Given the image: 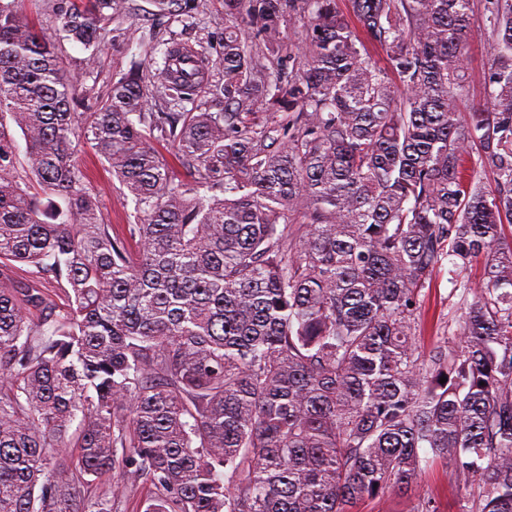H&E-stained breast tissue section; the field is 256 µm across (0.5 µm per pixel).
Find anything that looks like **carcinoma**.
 Here are the masks:
<instances>
[{
	"mask_svg": "<svg viewBox=\"0 0 512 512\" xmlns=\"http://www.w3.org/2000/svg\"><path fill=\"white\" fill-rule=\"evenodd\" d=\"M18 2L0 267L35 279H0V512H349L436 459L477 483L463 512H512V0H221L215 52L168 42L163 94L135 62L95 107ZM124 11L61 0L59 35L97 50ZM477 16L494 63L462 114ZM81 141L133 204L122 234ZM445 267L463 313L426 353ZM419 300L416 343L421 350L428 352L446 333L448 320L450 324L451 319L458 318L462 311L448 282L447 268L433 277L430 285L422 290Z\"/></svg>",
	"mask_w": 512,
	"mask_h": 512,
	"instance_id": "1",
	"label": "carcinoma"
}]
</instances>
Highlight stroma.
Here are the masks:
<instances>
[{"label":"stroma","instance_id":"1","mask_svg":"<svg viewBox=\"0 0 512 512\" xmlns=\"http://www.w3.org/2000/svg\"><path fill=\"white\" fill-rule=\"evenodd\" d=\"M223 34L224 14L220 0H202L194 18L186 22H172L157 16L152 0H127L125 17L108 23L105 28L104 46L94 69L83 70L85 52L81 46L71 43L63 46V65L78 74L80 94L95 100L106 96L113 74L127 70L132 61H140L149 73H156L161 61L149 57L148 52L158 41L174 38L207 50L214 47ZM490 44L482 27H474L469 38L468 79L459 103L460 112H469L486 100L484 77L493 64ZM77 155L88 169L105 223L111 224L114 231H123L130 208L122 198L121 185L88 146L78 145ZM419 300L416 343L427 351L439 343L449 320L458 318L461 311L444 271L433 277ZM476 493V485L457 481L452 466L439 460L421 473L411 491L359 502L352 512H411L416 498L424 495L434 499L438 512H461Z\"/></svg>","mask_w":512,"mask_h":512}]
</instances>
